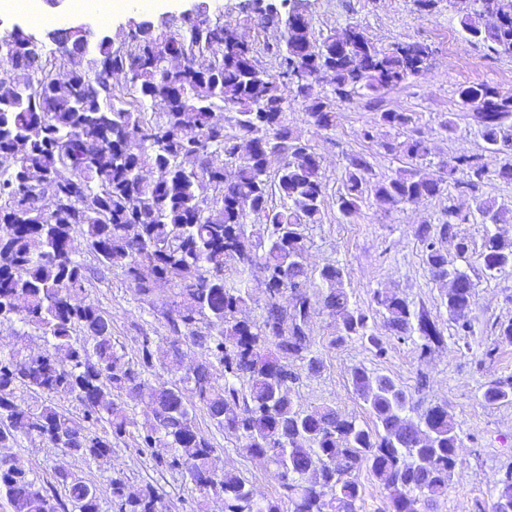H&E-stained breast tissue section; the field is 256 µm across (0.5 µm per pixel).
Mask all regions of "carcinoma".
<instances>
[{
  "label": "carcinoma",
  "mask_w": 512,
  "mask_h": 512,
  "mask_svg": "<svg viewBox=\"0 0 512 512\" xmlns=\"http://www.w3.org/2000/svg\"><path fill=\"white\" fill-rule=\"evenodd\" d=\"M448 5L472 40L512 57V0H448ZM130 32L126 52L97 41L49 63L42 62L43 47L19 34L5 61L12 71L25 72L27 87L19 94L0 83V161L5 162L0 166V319L31 329L45 348L32 356L21 345L0 356V448L13 447L21 436L37 437L99 460L134 424L122 396H140L151 415L141 447L174 449L171 465L183 467L199 490L224 496V512L282 510L237 473L215 471L216 448L193 416L198 406L217 426L244 440L252 457L275 465L290 512H359L361 494L352 473L363 466L389 491L392 512H435L448 494L459 448L446 405H431L414 420L407 415L414 410L412 398L401 386L387 375L357 368L352 384L375 418L372 430L329 406L298 407L288 396L294 377L281 362L306 358L311 370L321 366L312 354V337L289 326L292 309L311 307L304 227L321 222L324 184L319 156L283 121L288 101L302 100L308 123L327 130L336 123V111L331 99L313 94L312 75L321 74L341 102L367 96L377 105L385 91L426 69L433 49L420 42L379 49L357 24L318 36L303 13L292 11L288 38L266 44L278 60L275 73L259 65L254 45L237 29L191 18L176 36L182 61L162 67L154 61L152 36L138 27ZM215 42L224 43L218 56L210 51ZM200 57L208 64L198 65ZM49 66L68 68L67 79L49 73L30 78ZM119 73L137 93L128 108L118 105L112 85ZM459 99L463 106L475 100L487 104L478 124L488 152L512 147V95L476 84L461 88ZM144 102H159L164 111L148 121L135 109ZM379 119L398 129L413 121L394 110L381 111ZM386 149L417 164L430 154L420 137ZM218 154L224 156L220 166L211 161ZM273 158L280 162L278 208L269 206ZM147 170L155 177H144ZM369 171L365 157L350 158L337 199L343 215L359 210L368 186L379 202L396 207L439 196L449 187L475 195L488 176L485 166L466 158L436 178L416 169L372 184ZM47 194L67 197L71 206L57 211L45 204ZM478 210L494 224L512 221V211L492 200H479ZM251 214L265 222L248 223ZM447 215L437 235L422 225L417 236L432 273L455 282L447 293L448 316L467 333L474 284L435 241L454 233L458 212L450 205ZM77 234L100 265L123 270L138 293L149 295L161 283L179 289L170 309L172 329L178 333L184 327L192 344L205 345L224 367V383L213 377L209 362L189 368L180 378L182 386L161 377L151 383L117 352L111 320L94 304L78 301L87 275L74 257ZM478 260L490 276L512 268V240L487 233ZM230 263L235 277L228 279ZM257 273L266 294L259 323L242 316L253 300L251 281ZM319 279L317 301L340 325L329 346L357 336L383 352L380 339L369 332L368 316L351 306L344 270L325 265ZM376 302L398 338L419 330L424 352L440 341L426 315L412 322L405 300L378 295ZM200 322L205 336L193 329ZM156 361L178 371L179 346L155 347L143 337L141 367ZM19 389L34 394L35 403L17 402ZM483 397L488 403L512 401V379L491 382ZM61 399L82 406L84 425L59 409ZM55 475L68 494L66 503L0 455V498L12 512H101L108 494L116 512H162L154 488L131 491L120 473L104 489L69 470ZM497 484L495 512H512V468Z\"/></svg>",
  "instance_id": "carcinoma-1"
}]
</instances>
